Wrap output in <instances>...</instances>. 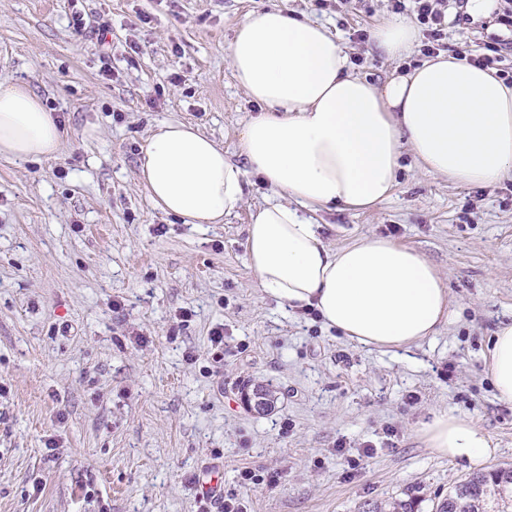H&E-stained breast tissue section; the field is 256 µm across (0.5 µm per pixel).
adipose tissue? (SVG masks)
Segmentation results:
<instances>
[{
	"instance_id": "1",
	"label": "adipose tissue",
	"mask_w": 512,
	"mask_h": 512,
	"mask_svg": "<svg viewBox=\"0 0 512 512\" xmlns=\"http://www.w3.org/2000/svg\"><path fill=\"white\" fill-rule=\"evenodd\" d=\"M419 32L385 17L373 28L380 56H411ZM234 79L260 107L244 125L241 161L180 121L158 124L139 176L151 201L188 224H220L245 201L250 175L277 196L246 227L248 265L261 292L290 308L312 307L357 344L399 351L447 321V277L422 252L377 235L340 249L323 240L312 213L369 208L397 184L402 151L419 170L481 187L512 179V83L449 53L375 84L351 71L325 25L286 5L245 15L228 49ZM63 134L28 85L0 81V157L56 156ZM487 368L500 401L512 404V323L491 339ZM418 437L439 457L482 468L496 448L467 413L439 411Z\"/></svg>"
}]
</instances>
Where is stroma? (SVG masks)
Returning <instances> with one entry per match:
<instances>
[{
    "mask_svg": "<svg viewBox=\"0 0 512 512\" xmlns=\"http://www.w3.org/2000/svg\"><path fill=\"white\" fill-rule=\"evenodd\" d=\"M279 2L0 0V78L27 83L66 134L56 158H0V512H197L210 473L247 512H358L406 491L432 512L471 473L417 437L442 410L473 414L491 436L487 468L512 464V404L486 370L493 332L512 322L511 179L455 184L406 152L383 203L314 213L331 247L378 234L447 275L449 321L397 353L261 295L245 249L272 196L260 177L220 224L184 223L140 185L143 148L166 121L237 157L258 106L228 46L245 13ZM287 2L326 24L371 82L424 58L375 52L390 0ZM445 33L446 51L470 58L498 46L495 67L512 75L494 15L450 5ZM267 384L277 402L254 410L244 395ZM247 468L258 482L242 483Z\"/></svg>",
    "mask_w": 512,
    "mask_h": 512,
    "instance_id": "35a3bbf8",
    "label": "stroma"
}]
</instances>
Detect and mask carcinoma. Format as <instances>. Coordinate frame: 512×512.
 Returning <instances> with one entry per match:
<instances>
[{
  "label": "carcinoma",
  "instance_id": "carcinoma-1",
  "mask_svg": "<svg viewBox=\"0 0 512 512\" xmlns=\"http://www.w3.org/2000/svg\"><path fill=\"white\" fill-rule=\"evenodd\" d=\"M512 491V467L474 474L456 483L448 496L437 503L436 512H507L512 499L500 496L501 490ZM413 498L366 502L362 512H415Z\"/></svg>",
  "mask_w": 512,
  "mask_h": 512
}]
</instances>
